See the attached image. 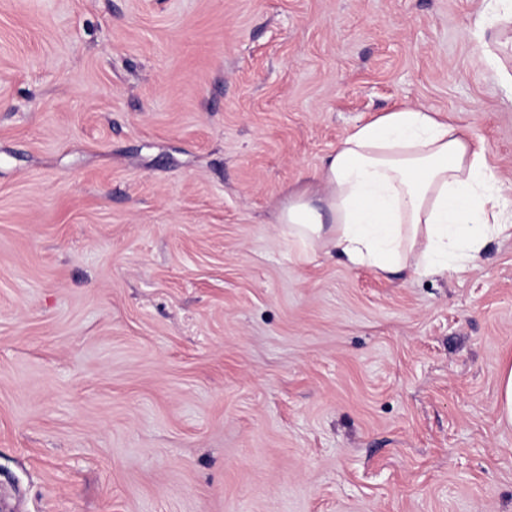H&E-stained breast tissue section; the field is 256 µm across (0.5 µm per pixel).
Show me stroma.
<instances>
[{"label": "stroma", "instance_id": "stroma-1", "mask_svg": "<svg viewBox=\"0 0 512 512\" xmlns=\"http://www.w3.org/2000/svg\"><path fill=\"white\" fill-rule=\"evenodd\" d=\"M484 6L0 0V512H512V234L395 276L273 220L405 105L512 206ZM499 421L512 426V362H505L499 373L497 398Z\"/></svg>", "mask_w": 512, "mask_h": 512}]
</instances>
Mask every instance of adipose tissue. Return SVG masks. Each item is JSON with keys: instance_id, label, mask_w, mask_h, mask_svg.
<instances>
[{"instance_id": "1", "label": "adipose tissue", "mask_w": 512, "mask_h": 512, "mask_svg": "<svg viewBox=\"0 0 512 512\" xmlns=\"http://www.w3.org/2000/svg\"><path fill=\"white\" fill-rule=\"evenodd\" d=\"M278 223L351 266L460 274L491 238L512 229L484 147L421 106L353 128Z\"/></svg>"}]
</instances>
